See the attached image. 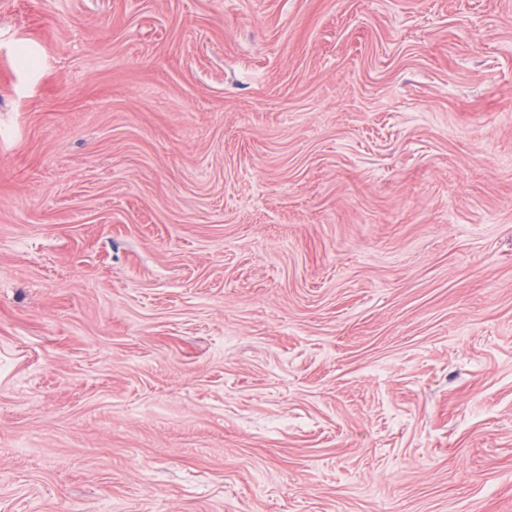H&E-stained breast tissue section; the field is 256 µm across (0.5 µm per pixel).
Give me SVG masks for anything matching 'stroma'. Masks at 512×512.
<instances>
[{
	"label": "stroma",
	"mask_w": 512,
	"mask_h": 512,
	"mask_svg": "<svg viewBox=\"0 0 512 512\" xmlns=\"http://www.w3.org/2000/svg\"><path fill=\"white\" fill-rule=\"evenodd\" d=\"M0 512H512V0H0Z\"/></svg>",
	"instance_id": "35a3bbf8"
}]
</instances>
